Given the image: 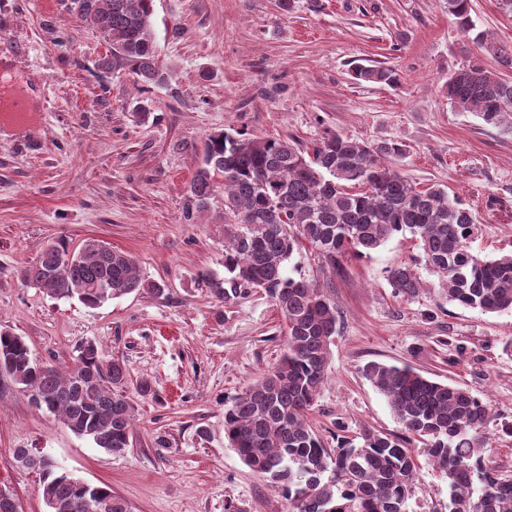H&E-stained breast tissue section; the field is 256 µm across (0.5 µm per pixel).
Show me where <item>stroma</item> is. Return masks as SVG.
Masks as SVG:
<instances>
[{
	"instance_id": "1",
	"label": "stroma",
	"mask_w": 512,
	"mask_h": 512,
	"mask_svg": "<svg viewBox=\"0 0 512 512\" xmlns=\"http://www.w3.org/2000/svg\"><path fill=\"white\" fill-rule=\"evenodd\" d=\"M476 31L512 52V13L473 0ZM164 84L141 91L101 69L102 40L62 0H0V88L24 95L27 121L0 120V329L23 336L36 360L71 364L92 341L125 362L136 408L130 448L112 454L37 408L0 376V487L23 512H45L38 473L13 451L39 448L89 483L107 485L131 512H288L269 481L224 436V408L279 360L286 336L272 299L243 288L218 299L224 194L186 218L184 204L210 134L295 140L312 151L325 131L404 148L394 165L418 186L438 184L476 213L474 251H512V132L449 101V76L473 57L492 65L448 13L447 0H154ZM397 68L399 86L358 83L353 66ZM147 99L146 121L132 116ZM97 239L135 258L163 295L133 293L96 308L56 300L21 270L48 244ZM398 233L329 271L311 250L286 275L324 288L336 304L328 377L309 421L325 447L363 432L396 434L385 398L361 369L409 366L459 385L492 407L486 433L499 474L512 479V313L488 314L424 292L395 293L391 268L417 256ZM149 394L139 395V383ZM408 512H447L448 482L421 443Z\"/></svg>"
}]
</instances>
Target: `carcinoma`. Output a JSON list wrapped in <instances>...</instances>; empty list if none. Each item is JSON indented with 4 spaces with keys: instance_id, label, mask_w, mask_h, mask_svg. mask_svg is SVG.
I'll return each mask as SVG.
<instances>
[{
    "instance_id": "1",
    "label": "carcinoma",
    "mask_w": 512,
    "mask_h": 512,
    "mask_svg": "<svg viewBox=\"0 0 512 512\" xmlns=\"http://www.w3.org/2000/svg\"><path fill=\"white\" fill-rule=\"evenodd\" d=\"M66 9L108 45L101 67L149 87L167 80L154 0H67ZM471 11V0H448V13L465 31L474 29ZM351 76L358 83H401L398 71L383 65L355 66ZM446 93L459 110L512 128V80L500 71L473 60L448 77ZM403 154L395 142L371 144L332 132L307 158L288 139L220 132L207 139L190 185L187 212L195 214L208 210L218 181L224 186L230 277L210 278L208 287L222 299L259 288L285 321L284 353L224 410V433L243 463L282 492L288 512H407L417 480L414 440L448 479V512H512V479L500 477L487 457L490 406L464 387L408 366L371 362L364 375L387 400L401 434L367 432L359 445L343 439L330 450L307 422L327 378L337 314L323 289L284 274L304 245L334 269L407 232L419 256L389 270L395 292L414 297L426 287L417 273L421 262L448 301L485 313L512 311V254L474 252L473 210L445 188H419L406 179L392 165ZM20 276L52 298L76 297L91 308L133 292L164 294L132 256L96 239L72 253L62 242L49 244ZM77 351L75 365L62 371L38 363L23 337L0 329V374L75 435L122 453L135 411L117 391L126 366L94 342ZM36 472L46 512H99L101 503L105 512H131L111 489L86 487L48 458Z\"/></svg>"
}]
</instances>
